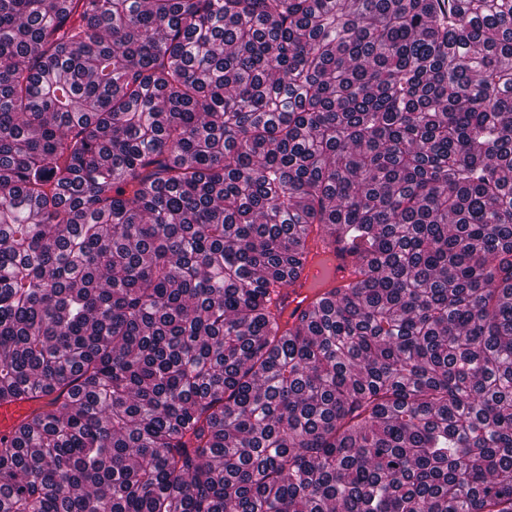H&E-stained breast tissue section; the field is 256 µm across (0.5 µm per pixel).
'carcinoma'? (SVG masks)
Returning <instances> with one entry per match:
<instances>
[{"mask_svg":"<svg viewBox=\"0 0 512 512\" xmlns=\"http://www.w3.org/2000/svg\"><path fill=\"white\" fill-rule=\"evenodd\" d=\"M356 277L286 320L316 237ZM0 512H512V0H0ZM39 403L40 401H23L0 406V438L11 436L15 425Z\"/></svg>","mask_w":512,"mask_h":512,"instance_id":"cac0c4a2","label":"carcinoma"}]
</instances>
